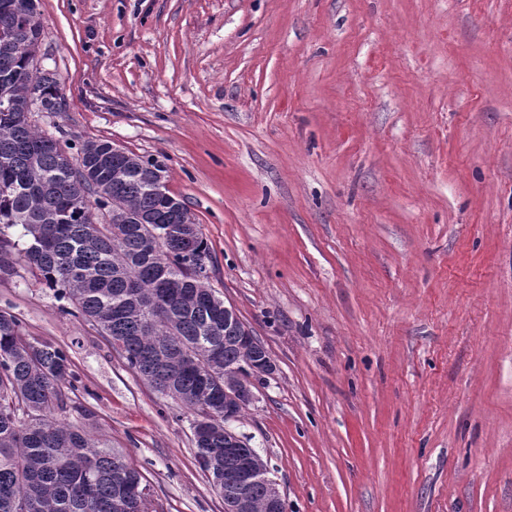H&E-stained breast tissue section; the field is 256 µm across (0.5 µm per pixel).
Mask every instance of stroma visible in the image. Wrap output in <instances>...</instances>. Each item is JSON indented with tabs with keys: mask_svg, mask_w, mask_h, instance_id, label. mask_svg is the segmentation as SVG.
Masks as SVG:
<instances>
[{
	"mask_svg": "<svg viewBox=\"0 0 512 512\" xmlns=\"http://www.w3.org/2000/svg\"><path fill=\"white\" fill-rule=\"evenodd\" d=\"M67 142L164 156L211 284L276 365L231 427L285 512H512V0H39ZM60 420L152 512H224L192 411L28 272Z\"/></svg>",
	"mask_w": 512,
	"mask_h": 512,
	"instance_id": "stroma-1",
	"label": "stroma"
}]
</instances>
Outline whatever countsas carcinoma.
Segmentation results:
<instances>
[{"instance_id": "1", "label": "carcinoma", "mask_w": 512, "mask_h": 512, "mask_svg": "<svg viewBox=\"0 0 512 512\" xmlns=\"http://www.w3.org/2000/svg\"><path fill=\"white\" fill-rule=\"evenodd\" d=\"M0 0V275L24 266L61 309L94 323L127 366L159 393L192 410L210 429L194 440L206 472L236 466L224 455V367L245 363L237 333L217 323L205 294L195 291L202 261L212 262L200 225L165 250L150 245L157 218L186 204L153 186L154 156L130 151L109 162L112 142L88 139L76 152L51 147L32 112H56L59 84L50 71L31 81L33 21ZM89 170L76 185L74 164ZM20 228L14 238L11 228ZM172 295V316L146 322L141 307L155 294ZM71 375L66 350L29 340L19 319L0 310V512H118V473L142 480L112 449L55 414L68 407ZM251 512H265L267 487L254 482Z\"/></svg>"}]
</instances>
